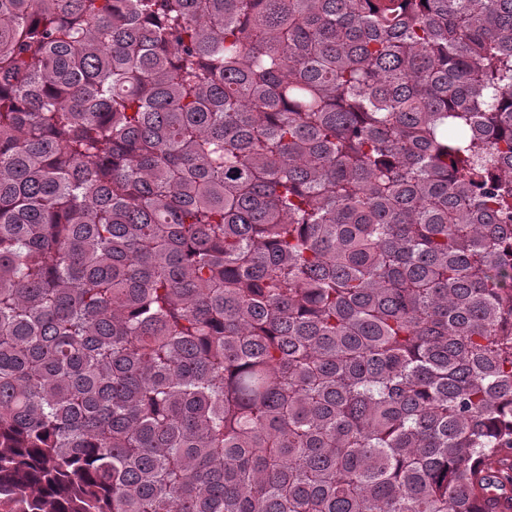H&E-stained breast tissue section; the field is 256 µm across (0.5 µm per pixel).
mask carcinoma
<instances>
[{
    "mask_svg": "<svg viewBox=\"0 0 512 512\" xmlns=\"http://www.w3.org/2000/svg\"><path fill=\"white\" fill-rule=\"evenodd\" d=\"M512 0H0V512H494Z\"/></svg>",
    "mask_w": 512,
    "mask_h": 512,
    "instance_id": "carcinoma-1",
    "label": "carcinoma"
}]
</instances>
